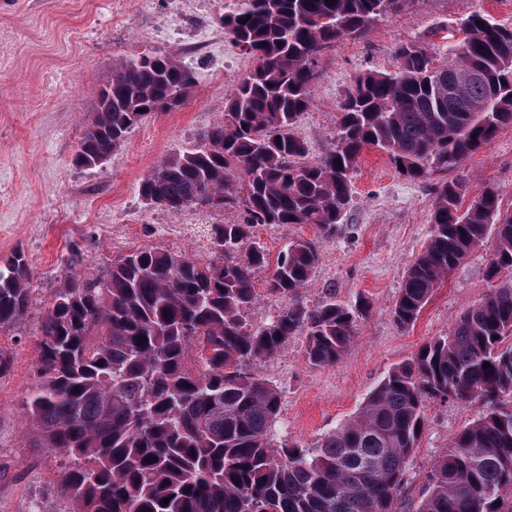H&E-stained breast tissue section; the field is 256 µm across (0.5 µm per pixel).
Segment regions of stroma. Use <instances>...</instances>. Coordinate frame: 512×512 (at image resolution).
Wrapping results in <instances>:
<instances>
[{
    "label": "stroma",
    "mask_w": 512,
    "mask_h": 512,
    "mask_svg": "<svg viewBox=\"0 0 512 512\" xmlns=\"http://www.w3.org/2000/svg\"><path fill=\"white\" fill-rule=\"evenodd\" d=\"M227 0H6L0 5V258L23 251L35 270L30 305L0 351L12 362L0 375V512H69L57 492L66 460L37 439L27 401L35 382L37 342L49 304L70 265L100 275L129 249L153 245L208 258L215 225L227 214L209 208L145 207L141 177L167 156L197 146L224 115V96L251 61L224 34ZM512 25V0H412L398 18L376 21L318 64L315 104L296 128L312 158L332 147L341 104L357 72L395 67L398 45L445 52L457 23L475 11ZM167 53L197 82L175 111L139 123L101 167L73 158L112 68L145 54ZM457 177L464 203L496 187L512 207V127L468 159ZM435 174L412 181L387 155L367 150L353 179V202L336 237L320 243L321 264L303 290L307 305L327 298L364 309L359 336L328 368L306 356L304 336L261 365L282 394L275 443L305 446L350 419L372 387L424 343L449 332L492 282L491 243L477 248L436 288L416 323L399 328L391 309L408 264L430 236ZM476 407L428 402L427 426L408 476L415 503L436 457L476 414Z\"/></svg>",
    "instance_id": "35a3bbf8"
}]
</instances>
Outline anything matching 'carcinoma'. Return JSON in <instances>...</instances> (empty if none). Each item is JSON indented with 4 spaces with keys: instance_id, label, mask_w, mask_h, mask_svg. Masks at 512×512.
Wrapping results in <instances>:
<instances>
[{
    "instance_id": "cac0c4a2",
    "label": "carcinoma",
    "mask_w": 512,
    "mask_h": 512,
    "mask_svg": "<svg viewBox=\"0 0 512 512\" xmlns=\"http://www.w3.org/2000/svg\"><path fill=\"white\" fill-rule=\"evenodd\" d=\"M410 2L235 0L224 12V34L253 67L222 120L149 170L139 193L169 210L219 195L218 210L242 217L214 226L208 260L145 246L113 259L101 278L65 272L41 325L28 407L44 447L71 460L58 492L72 512H402L430 400L475 404L477 414L435 459L415 512H512V284L490 289L446 335L392 368L349 421L310 446L272 443L281 393L260 364L303 335L311 365H335L359 334L361 311L302 300L320 265L318 240H288L272 265L253 228L312 224L331 238L365 148L419 181L460 169L512 127V25L476 11L448 37L444 57L403 43L394 69L357 73L333 147L308 158L294 128L313 104L323 53ZM463 66L479 81L450 98ZM195 85L173 56L119 62L75 162L111 157L133 115L174 109ZM465 193L459 178L436 189L431 235L392 307L400 328L487 238L488 277L512 271V209L494 187L464 208ZM267 269V294L280 306L256 326L255 278ZM34 278L21 250L0 261V334L26 313Z\"/></svg>"
}]
</instances>
